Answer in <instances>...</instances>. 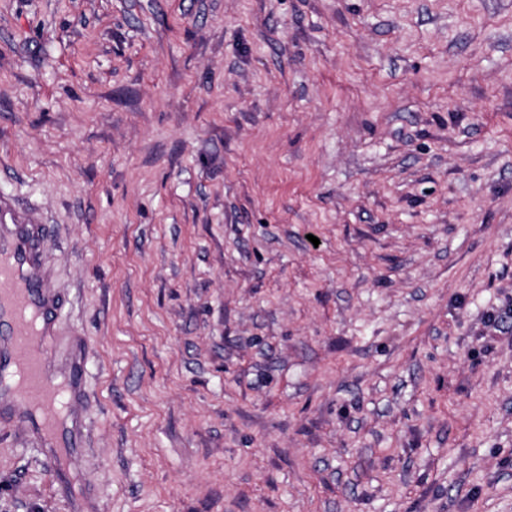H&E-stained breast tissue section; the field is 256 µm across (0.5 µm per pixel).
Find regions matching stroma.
Segmentation results:
<instances>
[{
  "mask_svg": "<svg viewBox=\"0 0 512 512\" xmlns=\"http://www.w3.org/2000/svg\"><path fill=\"white\" fill-rule=\"evenodd\" d=\"M2 194L85 427L0 512H512V0H0Z\"/></svg>",
  "mask_w": 512,
  "mask_h": 512,
  "instance_id": "1",
  "label": "stroma"
}]
</instances>
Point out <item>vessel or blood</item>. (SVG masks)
<instances>
[{
  "instance_id": "obj_1",
  "label": "vessel or blood",
  "mask_w": 512,
  "mask_h": 512,
  "mask_svg": "<svg viewBox=\"0 0 512 512\" xmlns=\"http://www.w3.org/2000/svg\"><path fill=\"white\" fill-rule=\"evenodd\" d=\"M47 260L44 224L0 197V396L41 435L50 449L47 462L58 473L66 461L70 409L81 400L82 386L48 370L59 318L42 274Z\"/></svg>"
}]
</instances>
